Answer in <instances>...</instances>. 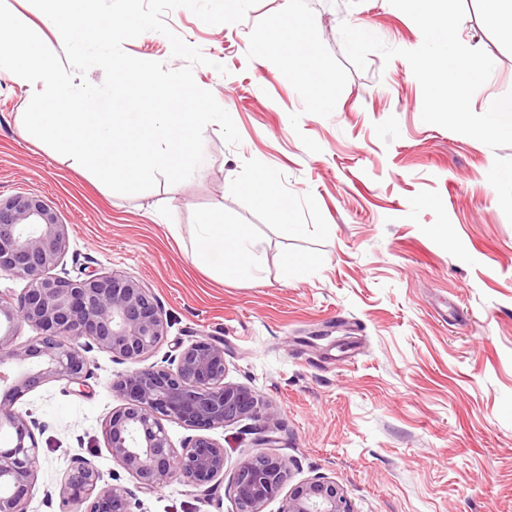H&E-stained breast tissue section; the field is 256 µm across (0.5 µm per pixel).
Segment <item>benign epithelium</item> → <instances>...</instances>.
Returning <instances> with one entry per match:
<instances>
[{"label": "benign epithelium", "mask_w": 512, "mask_h": 512, "mask_svg": "<svg viewBox=\"0 0 512 512\" xmlns=\"http://www.w3.org/2000/svg\"><path fill=\"white\" fill-rule=\"evenodd\" d=\"M66 225L37 196L19 193L0 199V274L27 281L17 298L0 291V512H27L35 485L39 449L31 413L14 409L26 392L49 380L84 385L91 345L129 364L110 385L120 401L103 433L112 458L151 494L177 479L209 491L224 480V446L196 435L176 448L164 422L187 430H212L243 419L273 420L250 389L225 382L224 344L192 342L149 366L140 363L168 334V321L146 284L117 273L73 279L52 273L63 263ZM27 324L37 336L15 342ZM277 457L243 459L232 480L233 512H263L287 480ZM103 476L83 459L67 473L64 502L84 512H133L132 493L121 485H101ZM280 512H353L342 490L322 476L295 486Z\"/></svg>", "instance_id": "7a95c632"}]
</instances>
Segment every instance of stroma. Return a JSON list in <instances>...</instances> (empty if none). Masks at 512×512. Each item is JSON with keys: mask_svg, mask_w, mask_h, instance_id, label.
Listing matches in <instances>:
<instances>
[{"mask_svg": "<svg viewBox=\"0 0 512 512\" xmlns=\"http://www.w3.org/2000/svg\"><path fill=\"white\" fill-rule=\"evenodd\" d=\"M461 36L493 60L472 108L512 91V29L490 0H465ZM168 26L211 59L194 69L231 115L239 144L203 133L188 180L121 195L71 157L25 139L27 99L0 79V198L30 193L66 224L71 277L116 272L148 285L176 342L224 344L226 380L254 391L275 424L210 430L225 480L210 497L174 481L137 496L139 512H231L228 482L255 455L280 458L287 487L321 475L353 512H512V146L491 149L424 123L409 63L344 57L341 22L386 45L418 48L417 25L389 0H260L236 24L179 8ZM315 38L319 56L287 61ZM126 53L184 67L162 34ZM227 72L219 74L215 66ZM249 225L256 279L217 278L192 259L216 208ZM86 386L49 381L15 404L40 423L28 512H64L73 458L109 484L135 479L112 458L102 424L122 364L95 349Z\"/></svg>", "mask_w": 512, "mask_h": 512, "instance_id": "obj_1", "label": "stroma"}]
</instances>
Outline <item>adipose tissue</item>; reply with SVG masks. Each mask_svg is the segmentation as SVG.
<instances>
[{
	"instance_id": "adipose-tissue-1",
	"label": "adipose tissue",
	"mask_w": 512,
	"mask_h": 512,
	"mask_svg": "<svg viewBox=\"0 0 512 512\" xmlns=\"http://www.w3.org/2000/svg\"><path fill=\"white\" fill-rule=\"evenodd\" d=\"M252 235L247 226L227 229L222 210H215L205 224L200 225L194 246V258L204 267L221 273L234 270L236 275L255 277L257 267L250 258Z\"/></svg>"
}]
</instances>
